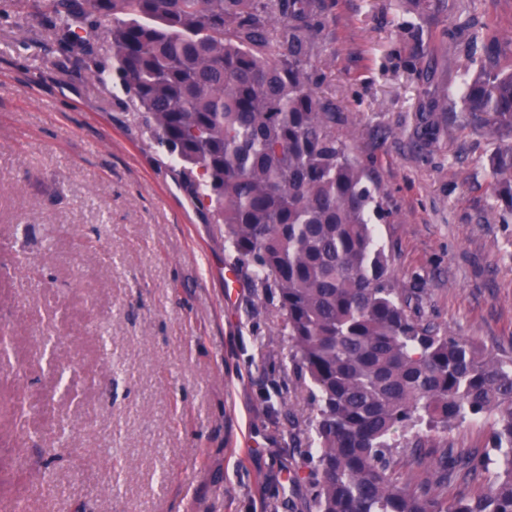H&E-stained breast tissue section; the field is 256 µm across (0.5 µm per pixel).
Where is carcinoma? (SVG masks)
<instances>
[{"label":"carcinoma","instance_id":"carcinoma-1","mask_svg":"<svg viewBox=\"0 0 512 512\" xmlns=\"http://www.w3.org/2000/svg\"><path fill=\"white\" fill-rule=\"evenodd\" d=\"M328 0H40L76 58L110 21L113 67L137 122L179 165L224 242L274 289L282 327L307 375L316 512H512V358L439 332L395 287L372 219L387 210L368 169L336 133V106L315 89L314 36ZM448 0H411L410 28ZM470 37L458 90L469 123L490 128L497 206L512 216V70ZM432 98L425 137L442 127ZM496 416L481 455L431 442ZM456 486L448 496V486Z\"/></svg>","mask_w":512,"mask_h":512}]
</instances>
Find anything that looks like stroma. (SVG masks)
<instances>
[{"label":"stroma","instance_id":"stroma-1","mask_svg":"<svg viewBox=\"0 0 512 512\" xmlns=\"http://www.w3.org/2000/svg\"><path fill=\"white\" fill-rule=\"evenodd\" d=\"M412 56L406 0H335L315 42L336 130L390 209L379 243L423 321L512 357V217L486 129L448 95L469 29L512 66V0H448ZM449 129L419 140L423 89ZM138 105L34 0H0V512H315L310 383ZM234 283H226V269ZM68 371L59 384L60 371ZM51 469V489L32 488Z\"/></svg>","mask_w":512,"mask_h":512}]
</instances>
